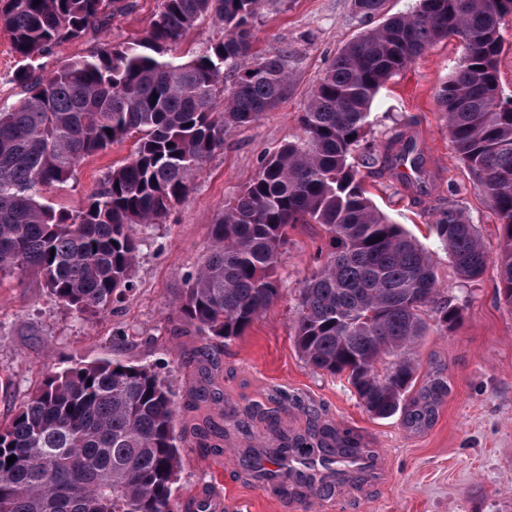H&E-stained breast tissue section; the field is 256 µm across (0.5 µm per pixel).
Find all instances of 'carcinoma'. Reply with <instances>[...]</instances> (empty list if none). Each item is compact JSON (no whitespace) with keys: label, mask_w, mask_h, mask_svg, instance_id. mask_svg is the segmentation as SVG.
<instances>
[{"label":"carcinoma","mask_w":512,"mask_h":512,"mask_svg":"<svg viewBox=\"0 0 512 512\" xmlns=\"http://www.w3.org/2000/svg\"><path fill=\"white\" fill-rule=\"evenodd\" d=\"M386 0H353L372 17ZM261 0H161L148 35L103 43L45 71L43 59L129 9L126 0H0V25L18 54L25 97L0 107V283L34 278L88 318L112 312L134 287L143 241L134 224H160L183 200L231 130L277 107L288 54L253 52ZM512 0H421L349 42L311 92L302 135L265 157L249 185L210 225L211 245L176 299V320L217 341L244 335L281 295L275 278L288 229L318 224L329 250L298 290L295 344L311 367L346 378L377 418L405 410L423 423L443 390L404 398L417 373L414 347L430 323L460 319L441 297L428 251L372 203L350 162L364 141L371 102L394 74L448 36L463 54L440 90L448 132L500 221L492 256L476 226L445 209L431 230L457 275L475 281L492 261L499 299L512 307V101L500 96V22ZM209 19L220 34L187 58L171 54ZM130 157L106 172L75 211L47 192L78 166L131 135ZM173 146H167V143ZM372 163L423 193L401 167L423 156L401 133ZM176 404L148 365L100 360L48 373L0 425V512H174L180 468ZM366 453L334 427L276 448L272 463ZM16 457L13 464L7 459Z\"/></svg>","instance_id":"cac0c4a2"}]
</instances>
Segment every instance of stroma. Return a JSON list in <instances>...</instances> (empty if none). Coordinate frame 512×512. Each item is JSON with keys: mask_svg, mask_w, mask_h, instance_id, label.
I'll list each match as a JSON object with an SVG mask.
<instances>
[{"mask_svg": "<svg viewBox=\"0 0 512 512\" xmlns=\"http://www.w3.org/2000/svg\"><path fill=\"white\" fill-rule=\"evenodd\" d=\"M132 3L105 33L58 46L47 67L86 55L105 40L146 36L160 0ZM418 6L419 0H387L383 13L370 18L358 14L352 0H263L254 48L287 50L288 92L258 121L228 133L223 149L163 223L134 226L144 245L135 286L123 301L106 316L87 320L33 279L0 284V423L48 372L100 359L145 364L164 379L179 408L177 512H195L196 502L212 494L221 496L223 512H512V307L498 299L496 264L477 281L460 280L430 230L436 213L453 207L476 225L489 252H496L500 238L493 203L460 161L439 102L440 87L462 55L457 37L433 44L379 89L366 139L352 159L375 205L429 250L440 290L461 311L454 327L431 326L417 350L416 389L433 377L446 386L429 422L415 428L399 413L372 416L345 380L301 358L293 311L299 286L327 247L319 225L290 230L277 268L282 294L244 335L209 343L174 320L183 278L210 245L211 220L253 180L265 156L300 135L309 93L336 55L386 17ZM402 131L421 139L432 180L419 200L367 162ZM133 149L128 138L85 160L67 186L50 190V198L77 210ZM208 380L221 397L195 403ZM281 390L288 401H276ZM258 401L273 411L275 424L249 420L248 408ZM316 423L332 425L375 452L384 476L306 499L275 492L248 472L252 453L272 454L282 435L306 434Z\"/></svg>", "mask_w": 512, "mask_h": 512, "instance_id": "stroma-1", "label": "stroma"}]
</instances>
